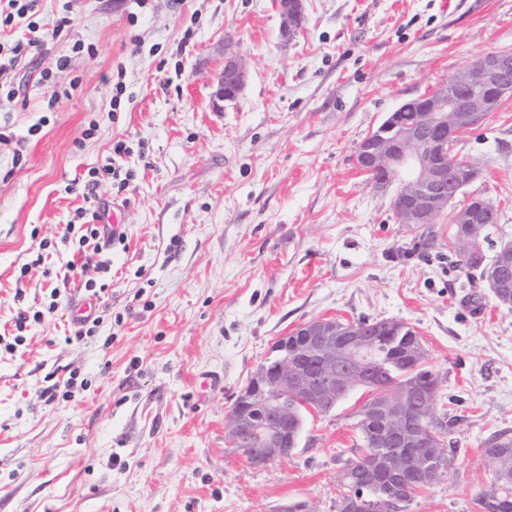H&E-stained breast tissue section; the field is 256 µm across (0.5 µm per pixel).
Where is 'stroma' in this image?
I'll list each match as a JSON object with an SVG mask.
<instances>
[{
	"instance_id": "1",
	"label": "stroma",
	"mask_w": 512,
	"mask_h": 512,
	"mask_svg": "<svg viewBox=\"0 0 512 512\" xmlns=\"http://www.w3.org/2000/svg\"><path fill=\"white\" fill-rule=\"evenodd\" d=\"M305 6L287 42L277 0H40L42 49L0 71V337L29 317L15 351L0 346V512H280L296 501L337 512L364 395L308 416L295 454L264 467L225 432L272 344L321 318L418 330L437 407L458 424L452 467L404 512H475L491 478L482 444L512 430V308L461 269L450 214L435 247L414 250L395 188L373 190L355 154L404 101L512 50V0ZM62 16L72 23L60 31ZM78 40L95 57L73 53ZM230 53L249 76L219 109ZM118 139L132 150L123 185L103 172ZM452 152L482 163L452 206L479 194L497 207L482 244L493 260L512 239V100ZM93 169L96 196L124 216L107 274L64 238ZM88 280L105 291L78 340L71 298ZM55 287L57 309L34 322ZM66 380L68 399L40 398Z\"/></svg>"
}]
</instances>
